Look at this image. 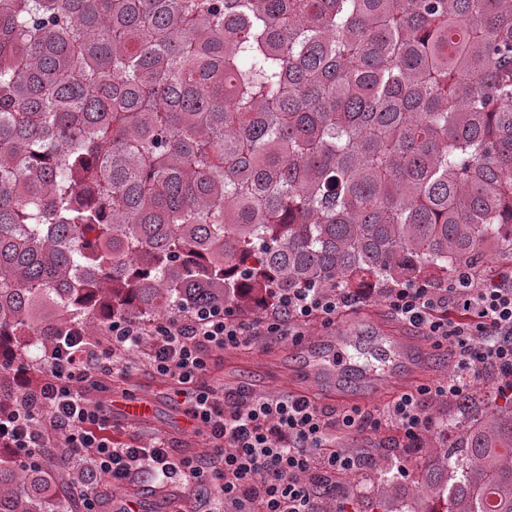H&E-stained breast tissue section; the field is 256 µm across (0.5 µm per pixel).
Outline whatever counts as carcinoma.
<instances>
[{"label":"carcinoma","instance_id":"obj_1","mask_svg":"<svg viewBox=\"0 0 512 512\" xmlns=\"http://www.w3.org/2000/svg\"><path fill=\"white\" fill-rule=\"evenodd\" d=\"M512 251V0H0V376L77 328ZM441 421L428 512H512V399ZM90 465L0 455V512Z\"/></svg>","mask_w":512,"mask_h":512}]
</instances>
